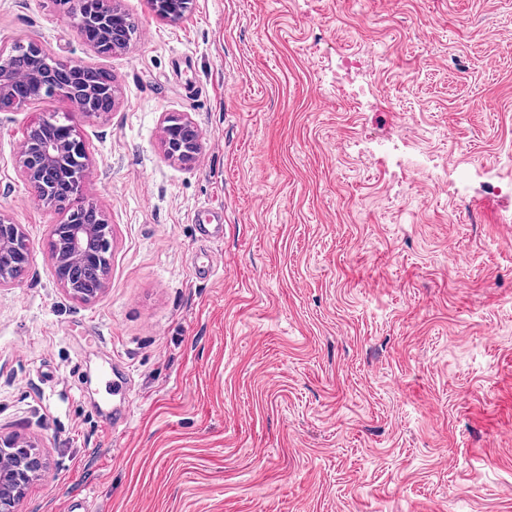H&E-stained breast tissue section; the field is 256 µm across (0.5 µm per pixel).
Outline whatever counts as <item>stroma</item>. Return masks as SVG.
Segmentation results:
<instances>
[{"label": "stroma", "mask_w": 512, "mask_h": 512, "mask_svg": "<svg viewBox=\"0 0 512 512\" xmlns=\"http://www.w3.org/2000/svg\"><path fill=\"white\" fill-rule=\"evenodd\" d=\"M117 5L139 30L100 55L56 0H0V46L117 88L100 117L0 112V215L32 254L0 288V433L46 462L19 512H512V0ZM344 54L366 63L341 83ZM182 112L190 162L162 145ZM51 114L112 226L88 303L46 249L66 211L16 164ZM176 116L180 119L183 125L194 132L196 139L192 144L188 146L187 149L183 146H180L176 152L170 150L168 144L165 141L166 153L169 157L178 159L180 161L192 160L199 154L201 148V136L199 129L193 119L188 115V113H182Z\"/></svg>", "instance_id": "stroma-1"}]
</instances>
